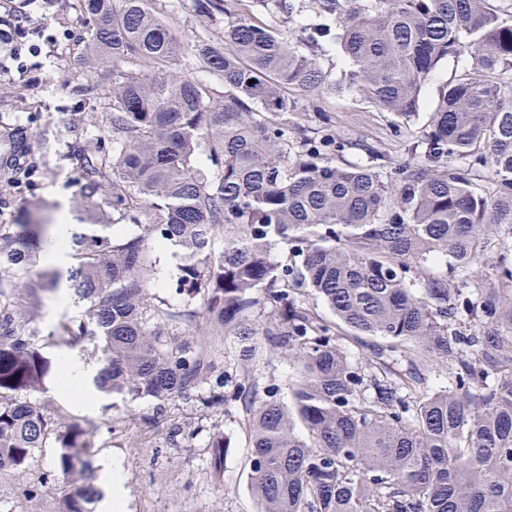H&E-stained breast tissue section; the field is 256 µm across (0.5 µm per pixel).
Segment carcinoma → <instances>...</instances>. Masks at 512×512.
I'll use <instances>...</instances> for the list:
<instances>
[{"label": "carcinoma", "instance_id": "carcinoma-1", "mask_svg": "<svg viewBox=\"0 0 512 512\" xmlns=\"http://www.w3.org/2000/svg\"><path fill=\"white\" fill-rule=\"evenodd\" d=\"M81 4L87 52L112 63V111L107 139L77 138L66 160L112 223L73 234L66 281L85 311L60 329L101 343L96 387L153 403V424L178 410L168 440L206 432L217 473L222 417L241 410L259 512H512V24L487 0H312L324 23L292 42L256 13L291 17L293 0H195L200 16L224 17L219 40L194 44L219 97L167 70L180 44L151 0ZM333 29L351 62L337 83L302 50ZM463 55L398 167L336 136L330 112L316 109L315 128L288 118V90L344 87L407 119L439 62ZM353 146L365 163L336 164ZM495 241L499 287L485 288ZM167 245L181 252L167 284L178 308L150 294L152 252ZM43 250L31 211L0 224V471H28L51 442L71 474L88 469L96 425L63 424L26 398L55 335L29 315L61 278ZM202 317L208 343L181 331ZM260 336L293 361L290 406L273 385L258 396ZM344 336L370 351L363 368ZM439 360L451 386L428 391ZM92 495L77 489L65 512H90Z\"/></svg>", "mask_w": 512, "mask_h": 512}]
</instances>
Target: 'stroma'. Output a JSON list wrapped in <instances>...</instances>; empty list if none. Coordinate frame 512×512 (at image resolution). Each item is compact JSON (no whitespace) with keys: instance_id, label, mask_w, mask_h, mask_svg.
Returning <instances> with one entry per match:
<instances>
[{"instance_id":"35a3bbf8","label":"stroma","mask_w":512,"mask_h":512,"mask_svg":"<svg viewBox=\"0 0 512 512\" xmlns=\"http://www.w3.org/2000/svg\"><path fill=\"white\" fill-rule=\"evenodd\" d=\"M166 24L186 50L173 69L201 80L210 74L195 55L198 35L216 32L217 24L201 22L194 0H159ZM80 0H56L46 11L45 25L58 36V56L43 68L27 67L12 84L0 85V157H14V133L27 132L26 165L31 172L12 186L0 184V224H15L22 208L38 202L55 215L67 204L72 224L87 223L79 204L82 180L60 154L76 138L73 113L85 112L86 136H98L111 109L112 66L92 65L83 52L90 25L79 8ZM464 62L442 61L423 86L414 116L400 121L353 92L325 94L319 99L336 118V131L352 141L344 159L357 161L361 141L389 154L392 162L405 160L402 137L421 136L439 92L449 80L458 78ZM32 400L58 414L64 422L92 421L97 426L90 438L91 467L83 475L62 477L38 486V477L53 471L57 449H41L28 476L0 475V512H59L68 494L84 484L99 485L102 463L119 460L129 496L128 512H258L250 489L248 457L251 452L246 427L238 413L224 417V430L231 446L224 457V472L216 474L210 461L206 436H198L191 447L170 445L167 425H146L152 405L118 394H99L91 409L79 410L56 391L55 378H48Z\"/></svg>"}]
</instances>
